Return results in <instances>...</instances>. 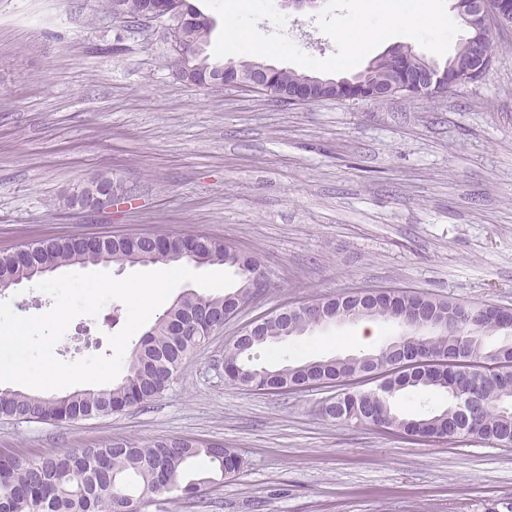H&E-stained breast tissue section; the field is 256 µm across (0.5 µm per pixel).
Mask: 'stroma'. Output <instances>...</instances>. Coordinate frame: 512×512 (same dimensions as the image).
Masks as SVG:
<instances>
[{
    "mask_svg": "<svg viewBox=\"0 0 512 512\" xmlns=\"http://www.w3.org/2000/svg\"><path fill=\"white\" fill-rule=\"evenodd\" d=\"M284 33L325 59L318 9H284ZM493 62L442 97L295 104L176 78L159 23L116 20L98 0H0V251L76 234L224 240L272 284L214 331L155 401L69 423L0 417V454L31 458L134 438L236 448L243 470L200 499L148 512H490L512 499V448L414 444L320 413L328 389L247 391L224 349L291 303L406 288L512 308V26ZM106 174L124 199H71ZM122 302L73 320L54 354L110 352ZM360 323L262 347L254 361L365 352Z\"/></svg>",
    "mask_w": 512,
    "mask_h": 512,
    "instance_id": "obj_1",
    "label": "stroma"
}]
</instances>
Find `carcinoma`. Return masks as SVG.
<instances>
[{
	"instance_id": "cac0c4a2",
	"label": "carcinoma",
	"mask_w": 512,
	"mask_h": 512,
	"mask_svg": "<svg viewBox=\"0 0 512 512\" xmlns=\"http://www.w3.org/2000/svg\"><path fill=\"white\" fill-rule=\"evenodd\" d=\"M188 61L174 58L177 75L202 86L222 71L207 56L192 51L206 45L211 17L191 0H168ZM154 0H122L125 19L146 18ZM468 50L460 45L446 61L452 87L464 84ZM424 58L412 52L398 63L384 55L366 67L373 84L391 89L389 96L408 95L404 86L422 67ZM303 74L282 70L267 93L288 92ZM122 191L107 175L93 177L82 192L99 188ZM197 259L238 271L245 283L258 266L255 256L221 240L200 236L183 239L170 235L114 237L104 244L73 236L47 239L31 245L24 253H0V285L37 278L36 266L48 261L55 266L134 265L147 259L171 263ZM244 294L239 287L231 293L181 295L157 318L130 352L121 381L105 389H84L64 397H41L17 390H0V416L26 421L73 422L109 415L133 407H144L160 397L173 382L181 365L202 348L216 326L229 318ZM423 300L448 316V329L441 333L418 330L405 321L401 305ZM328 324H336L345 312L357 318L370 317L398 326L400 337L416 341L418 358L402 360L387 342L355 358H331L257 367L251 352L285 338V332L300 335L312 328L319 311ZM259 335L248 345L236 338L224 351L225 379L247 390L285 392L305 388H334L324 400L325 417L337 422L371 425L383 432L420 442L478 439L502 448H512V328L489 321L475 305L453 302L429 293L396 289L357 288L327 296L291 309L274 310L263 316ZM497 334L493 348L484 338ZM388 387L363 389L367 381ZM440 390L448 394V407L420 419H409L393 410L390 399L404 389ZM473 398L470 415L456 411L457 394ZM203 458L210 469L190 476L186 468ZM244 466L241 455L219 442L173 437L148 442L121 439L74 448L69 451L18 459L0 455V512H148L156 497L174 494L195 499L206 490L224 483Z\"/></svg>"
}]
</instances>
